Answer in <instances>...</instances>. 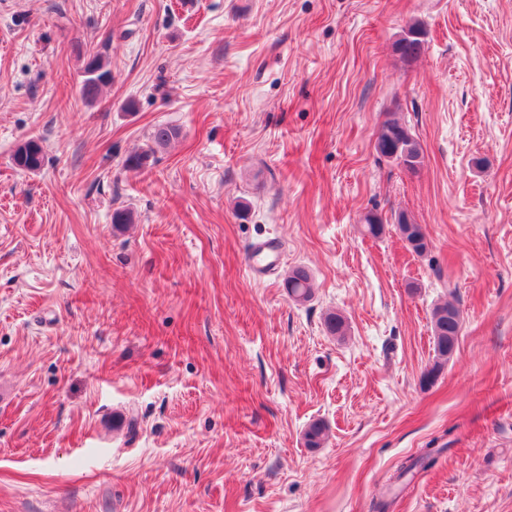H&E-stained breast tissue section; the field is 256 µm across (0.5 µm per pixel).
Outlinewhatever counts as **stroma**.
I'll return each instance as SVG.
<instances>
[{
  "instance_id": "35a3bbf8",
  "label": "stroma",
  "mask_w": 512,
  "mask_h": 512,
  "mask_svg": "<svg viewBox=\"0 0 512 512\" xmlns=\"http://www.w3.org/2000/svg\"><path fill=\"white\" fill-rule=\"evenodd\" d=\"M393 114L416 172L376 151ZM0 512H512V0H0ZM407 26H409L410 28H416V29L422 30L423 36H424V39H411V40L407 41L404 45H401L400 47H399V44L403 40L398 39L395 42V45H394L395 53L399 56V58L403 62L409 63V62H412V61L418 59L422 55V53L424 51L425 43H426L425 37L427 35V32L425 30L423 23L418 20H414V21L408 23ZM112 81V71L97 54H89L84 62L80 84L81 99L87 103L96 101L103 88ZM383 124L393 126L400 134H402V150L407 149L409 156L413 161L412 164L416 167L419 165L420 167L423 163L424 157L421 146L412 133L410 126L394 114L387 118ZM12 161L16 168L37 172L44 164V153L41 145L35 140H27L19 144L12 155ZM404 212L400 211L395 216V229L412 252L423 254L429 249V239L426 230L422 224H416L413 218L412 224H410L411 216L408 213L402 217V224H399L400 217ZM289 297L297 303L308 302L315 292V282L311 273L304 267H296L285 279ZM448 310L455 317L448 319ZM462 329L460 309L450 300L437 303L431 310V331L434 340L435 360L423 377V383H432L453 357ZM426 377V380H425ZM440 452V449L437 448H426L418 456L410 457L399 467L398 479L406 477L417 468L425 469L432 466L436 460L435 455Z\"/></svg>"
}]
</instances>
